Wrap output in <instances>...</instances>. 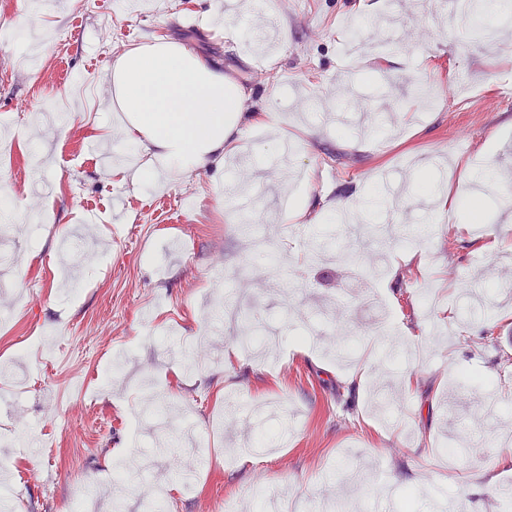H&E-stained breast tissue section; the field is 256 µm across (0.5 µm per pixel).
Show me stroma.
Returning a JSON list of instances; mask_svg holds the SVG:
<instances>
[{"label":"stroma","instance_id":"obj_1","mask_svg":"<svg viewBox=\"0 0 512 512\" xmlns=\"http://www.w3.org/2000/svg\"><path fill=\"white\" fill-rule=\"evenodd\" d=\"M243 2L0 0V434L39 442L0 446L10 512H145L159 482L166 512H503L512 18ZM165 37L244 88L245 134L219 171L113 173L112 65ZM439 189L457 217L416 235Z\"/></svg>","mask_w":512,"mask_h":512}]
</instances>
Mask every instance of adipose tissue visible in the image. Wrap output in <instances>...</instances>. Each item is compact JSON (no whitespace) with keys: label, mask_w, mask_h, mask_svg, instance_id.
Here are the masks:
<instances>
[{"label":"adipose tissue","mask_w":512,"mask_h":512,"mask_svg":"<svg viewBox=\"0 0 512 512\" xmlns=\"http://www.w3.org/2000/svg\"><path fill=\"white\" fill-rule=\"evenodd\" d=\"M111 83L127 141L149 156L142 178L223 166L243 136L247 93L181 42L154 41L123 53Z\"/></svg>","instance_id":"ef3b65f1"}]
</instances>
